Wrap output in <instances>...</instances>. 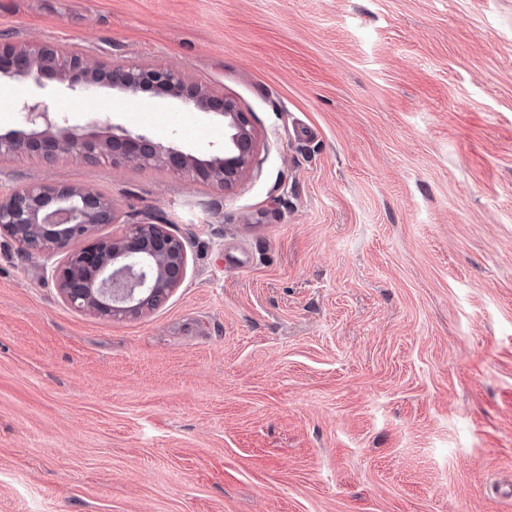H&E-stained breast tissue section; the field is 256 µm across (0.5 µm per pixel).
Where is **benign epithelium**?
Listing matches in <instances>:
<instances>
[{
    "mask_svg": "<svg viewBox=\"0 0 512 512\" xmlns=\"http://www.w3.org/2000/svg\"><path fill=\"white\" fill-rule=\"evenodd\" d=\"M25 81L34 88L23 101V130L0 134V156L35 153L45 159L66 154L78 159L108 155L115 165L165 166L189 171L232 189L258 149L257 135L246 113L233 102L218 99L208 88L186 82L171 66L112 65L104 67L76 53L43 45L32 54L0 44V83ZM55 81L89 93L110 85L130 97L145 86L210 113L222 107L224 144L202 160L172 141L162 144L143 133L112 124L102 138L80 132L70 117L51 109L41 90ZM123 224L112 236L96 237L100 224ZM13 239L25 253L59 254L50 280L64 300L79 311L121 317L151 310L178 288L187 274L185 241L161 224H124L112 198L91 188L24 185L0 194V236ZM84 245L78 247L76 243Z\"/></svg>",
    "mask_w": 512,
    "mask_h": 512,
    "instance_id": "1",
    "label": "benign epithelium"
}]
</instances>
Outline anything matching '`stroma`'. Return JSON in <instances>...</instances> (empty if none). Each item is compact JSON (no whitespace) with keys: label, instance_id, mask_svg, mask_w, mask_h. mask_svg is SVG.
I'll list each match as a JSON object with an SVG mask.
<instances>
[{"label":"stroma","instance_id":"obj_1","mask_svg":"<svg viewBox=\"0 0 512 512\" xmlns=\"http://www.w3.org/2000/svg\"><path fill=\"white\" fill-rule=\"evenodd\" d=\"M171 65L246 112L231 190L0 157L187 245L157 308L70 307L0 236V512H512V0H0V43ZM202 159L220 117L50 85Z\"/></svg>","mask_w":512,"mask_h":512}]
</instances>
